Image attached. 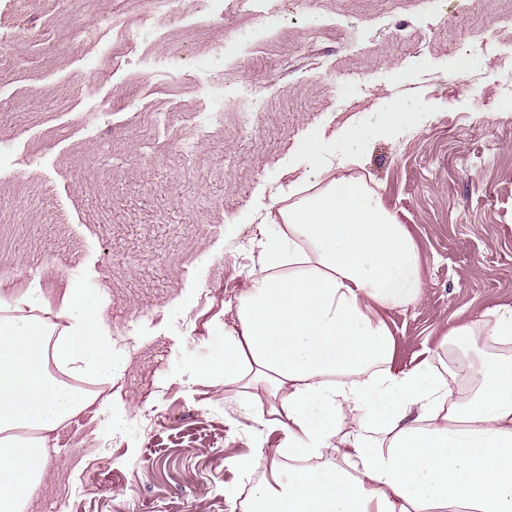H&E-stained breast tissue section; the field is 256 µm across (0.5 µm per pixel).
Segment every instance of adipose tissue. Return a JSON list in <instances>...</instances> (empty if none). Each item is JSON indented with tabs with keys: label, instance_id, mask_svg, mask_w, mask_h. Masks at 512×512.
I'll return each instance as SVG.
<instances>
[{
	"label": "adipose tissue",
	"instance_id": "1",
	"mask_svg": "<svg viewBox=\"0 0 512 512\" xmlns=\"http://www.w3.org/2000/svg\"><path fill=\"white\" fill-rule=\"evenodd\" d=\"M283 220L259 240L260 269L205 367L282 396L281 417L257 399L243 411L282 431L277 458L303 461L287 484L264 482L250 512H512V357L493 351L512 343V307L452 328L446 373L395 370L382 313L422 293L404 225L345 176ZM43 303L36 284L0 296V512H24L44 487L49 433L90 405L71 379L108 381L118 367L96 289L71 279L55 340L30 316Z\"/></svg>",
	"mask_w": 512,
	"mask_h": 512
}]
</instances>
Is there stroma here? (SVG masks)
Listing matches in <instances>:
<instances>
[{
  "label": "stroma",
  "mask_w": 512,
  "mask_h": 512,
  "mask_svg": "<svg viewBox=\"0 0 512 512\" xmlns=\"http://www.w3.org/2000/svg\"><path fill=\"white\" fill-rule=\"evenodd\" d=\"M503 0H168L121 67L101 62L106 20L144 0H0V292L43 290L57 324L70 275L99 289L127 366L50 434L46 491L25 512H239L259 483L238 459L280 431L246 418L253 388L200 373L260 267L262 234L311 192L301 149L329 160L366 134L362 181L419 256L418 304L386 311L394 367H443L440 342L512 307V25ZM222 39L224 55L206 51ZM468 64L466 80L455 79ZM223 133L184 155L190 113ZM253 113L250 123L240 121ZM397 120L394 135L382 134ZM192 122L195 129L200 132L201 136H210L211 134L223 129L224 112L215 110L195 112L192 116ZM301 147L313 161L314 167L317 168L315 175L319 176L325 170L330 171L334 168L332 165L327 167L321 166L323 155L327 151V143L321 136L314 133L307 134L302 140Z\"/></svg>",
  "instance_id": "35a3bbf8"
}]
</instances>
